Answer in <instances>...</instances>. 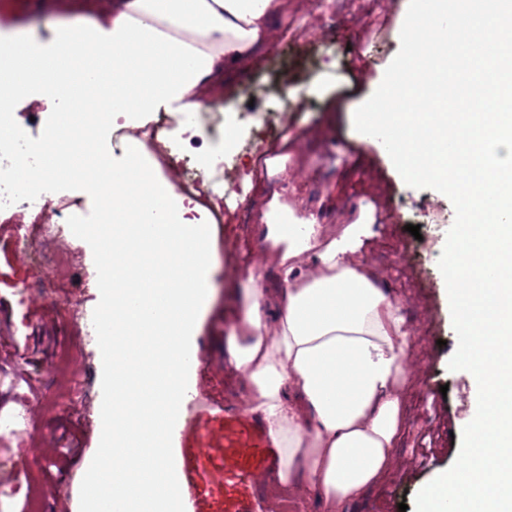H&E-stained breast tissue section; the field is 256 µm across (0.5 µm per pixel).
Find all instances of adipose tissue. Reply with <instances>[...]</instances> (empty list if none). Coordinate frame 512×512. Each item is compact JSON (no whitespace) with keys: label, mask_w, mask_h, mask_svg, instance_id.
Instances as JSON below:
<instances>
[{"label":"adipose tissue","mask_w":512,"mask_h":512,"mask_svg":"<svg viewBox=\"0 0 512 512\" xmlns=\"http://www.w3.org/2000/svg\"><path fill=\"white\" fill-rule=\"evenodd\" d=\"M288 7L289 0H112L82 25H58L49 48L29 40L0 60V110L47 98L51 76L60 98L79 86L105 102L100 129L117 121L142 128L163 108L203 111L224 70L273 46L271 21ZM97 149L93 134L60 142L53 176H72L75 157ZM145 154L128 138L107 174L112 193L104 204L114 269L105 445L140 449L96 464L84 482L86 512H107L115 492L139 495L141 512L181 510L166 448L187 395V336L206 297V208L202 193L176 191ZM359 236L355 224L327 237L312 218L299 235L268 222L284 285L248 290L230 350L248 411L282 450L277 481L293 495L316 493L324 512H340L391 470L404 423L410 330L375 268L359 257ZM129 340L147 348L146 376L123 363Z\"/></svg>","instance_id":"adipose-tissue-1"}]
</instances>
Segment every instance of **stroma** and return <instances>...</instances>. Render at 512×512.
Masks as SVG:
<instances>
[{
	"label": "stroma",
	"mask_w": 512,
	"mask_h": 512,
	"mask_svg": "<svg viewBox=\"0 0 512 512\" xmlns=\"http://www.w3.org/2000/svg\"><path fill=\"white\" fill-rule=\"evenodd\" d=\"M408 6L409 0H293L288 14L274 21L280 35L275 47L259 50L245 70L225 75L221 95L212 100L240 133L226 158L248 173V224L240 226L235 209L219 206L208 225L209 294L193 330L190 376L207 413L200 419L185 412L171 448L182 477L197 487L188 512H273L278 497L270 478L279 451L263 421L246 412L243 380L225 363L249 281L270 291L281 285L279 272L257 261L265 247L261 214L272 203L290 206L297 218L317 213L331 227L365 225L361 254L380 272L410 329L406 421L396 448L402 464L341 512H399L458 457L462 430L476 413L477 384L469 372L449 368L456 332L438 267L448 229L430 222L439 211L454 215V206L439 191L407 185L383 144L353 127L356 108L399 51ZM82 11L67 0H36L32 19H0V54L33 29L49 42L58 16ZM16 109L32 146L47 154L69 104L35 111L21 101ZM42 191L72 200L77 223H95L101 201L81 177L48 183ZM22 222L20 207L0 212V412L11 408L14 389L26 394L34 408L28 433L35 453L26 456L15 441L0 439V485L22 480L17 461L23 457L45 471V507L64 495L69 512H82V484L102 444L100 407L108 397L110 360L84 355L83 388L72 395L66 353L85 345L72 307L97 318L109 304L98 283L103 251L98 239L74 233L66 242L46 244L67 251L69 266H33L12 246ZM411 224L419 235L408 232ZM27 285L31 293L19 299ZM68 430L76 432L81 450L66 460Z\"/></svg>",
	"instance_id": "35a3bbf8"
}]
</instances>
